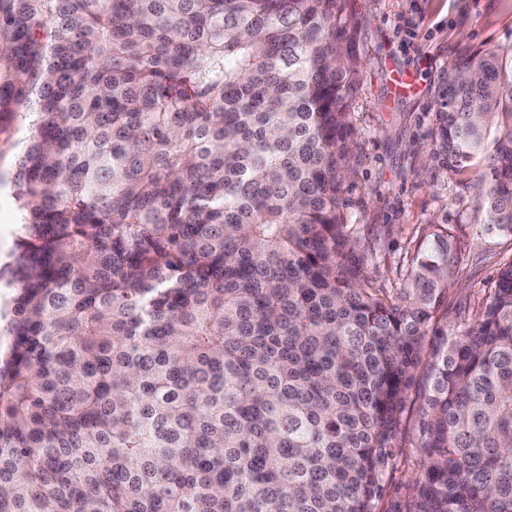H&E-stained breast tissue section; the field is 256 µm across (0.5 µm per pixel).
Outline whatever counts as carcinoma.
<instances>
[{
    "label": "carcinoma",
    "mask_w": 512,
    "mask_h": 512,
    "mask_svg": "<svg viewBox=\"0 0 512 512\" xmlns=\"http://www.w3.org/2000/svg\"><path fill=\"white\" fill-rule=\"evenodd\" d=\"M357 74L346 0H0V127L35 114L0 512H512V260L452 330L448 225L403 287L363 279ZM434 115L433 158L481 167L479 223L512 236V66L453 58ZM413 419V414L411 416ZM410 419V421L407 423L406 432H407V438L406 443L403 445L402 448V457L401 461L399 462L398 469L395 474L394 484H397L401 487L400 490V498L403 499L406 494V484L411 480L412 472L414 470V466L409 467L407 463V459L409 463L413 464L414 461L418 458L417 455V449L414 448V445H411L413 441H415V429L413 426V420ZM410 437V438H408Z\"/></svg>",
    "instance_id": "obj_1"
}]
</instances>
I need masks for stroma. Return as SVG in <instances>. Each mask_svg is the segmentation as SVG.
I'll use <instances>...</instances> for the list:
<instances>
[{"mask_svg": "<svg viewBox=\"0 0 512 512\" xmlns=\"http://www.w3.org/2000/svg\"><path fill=\"white\" fill-rule=\"evenodd\" d=\"M347 9L361 71L350 106L356 146L341 202L356 226L357 252L369 256L362 273L374 287H399L402 260L428 225L451 226L460 246L456 305L448 313L456 323L458 305L481 301L512 259V238L477 224L475 171L452 172L432 157L435 89L459 53L512 48V0H348ZM398 73L411 90L394 93ZM18 140L16 128L0 133V253L17 231L11 180Z\"/></svg>", "mask_w": 512, "mask_h": 512, "instance_id": "obj_1", "label": "stroma"}]
</instances>
